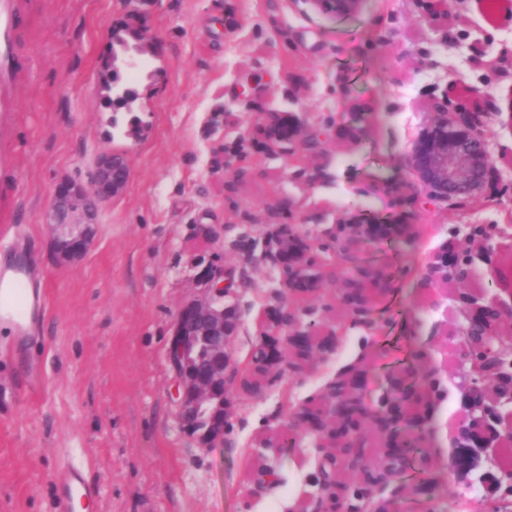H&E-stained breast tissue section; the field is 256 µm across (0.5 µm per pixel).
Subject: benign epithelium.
<instances>
[{"label": "benign epithelium", "mask_w": 512, "mask_h": 512, "mask_svg": "<svg viewBox=\"0 0 512 512\" xmlns=\"http://www.w3.org/2000/svg\"><path fill=\"white\" fill-rule=\"evenodd\" d=\"M269 130L275 132L273 140L278 143L296 141L303 146L307 142L298 127L286 118L272 120ZM491 138L488 116L476 120L467 110L448 111L446 99L436 103L430 122L413 143L409 155L412 173L425 191V199L432 204L485 197L486 186L497 177L490 152ZM129 178L127 157L109 152L94 161L92 190L67 179L56 183L46 225L61 262H72L86 253L102 204L120 196ZM234 277L235 271L222 265H211L200 272V295L180 306L167 352L175 378L173 396L180 424L184 430L198 435L208 448L224 444V420L234 369L228 341L238 323L237 308L232 303ZM502 293L512 297L511 290L496 288L490 303L464 309L462 321L452 336L460 351L462 401L467 420L458 426L450 470L463 484L470 483V476L476 472L488 484V493L478 505H468L470 512H493L500 499L512 496V469L494 472L485 466L486 452L494 447V439L512 435V391L502 392L495 382L503 373L512 375V343L504 340L500 332V322L512 315V305L500 299ZM291 296L288 289L266 306L275 332L274 342L267 349L271 369L284 365L288 341L315 343L322 339L313 319L299 323L293 332L284 333L277 326L280 304ZM484 308L498 318L489 332L493 340L490 348L476 347L470 338L473 315ZM302 408L301 404L289 408L284 434L294 437L310 432Z\"/></svg>", "instance_id": "7a95c632"}]
</instances>
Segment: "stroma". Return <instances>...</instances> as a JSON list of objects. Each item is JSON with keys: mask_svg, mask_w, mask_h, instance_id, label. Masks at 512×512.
<instances>
[{"mask_svg": "<svg viewBox=\"0 0 512 512\" xmlns=\"http://www.w3.org/2000/svg\"><path fill=\"white\" fill-rule=\"evenodd\" d=\"M125 23L146 32L149 52L113 40ZM17 45L28 66L5 136L0 230L27 238L38 259L49 314L35 352L47 385L0 418V512H53L51 475L67 461L101 488L89 512H312L322 444L283 441L287 402L322 403L354 365L367 373L365 404L378 407L390 398V364L417 349L428 353L418 382L436 379L444 393L439 461L428 492H414L404 472L378 498L386 512H458L459 498L481 500L480 482L462 487L447 467L449 431L464 417L447 399L461 377L448 343L460 323L456 286H421L416 267L452 242L450 226L502 225L512 211V18L487 22L480 0H362L349 14L311 0H24ZM453 83L477 93H450ZM443 99L490 113L496 201L421 206L408 155ZM273 114L318 135L319 148L289 159L259 132ZM234 144L252 175L231 204L217 160ZM113 151L128 158V186L104 206L86 255L60 263L44 225L52 190L62 179L90 186L94 159ZM287 223L324 239L340 224L411 231L358 245L389 284L371 338L357 337L326 283L315 306L338 351L313 373L232 399L223 447H205L181 427L172 398L177 310L205 266L245 269L229 350L233 361L250 358L280 282L262 257L263 232ZM245 233L256 243L250 264L235 245ZM501 278L512 286L506 235L474 259L476 300H490L481 286ZM258 469L278 473L277 492L256 487Z\"/></svg>", "mask_w": 512, "mask_h": 512, "instance_id": "stroma-1", "label": "stroma"}]
</instances>
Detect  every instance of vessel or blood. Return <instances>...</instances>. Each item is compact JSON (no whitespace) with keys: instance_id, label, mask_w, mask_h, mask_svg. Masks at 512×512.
I'll use <instances>...</instances> for the list:
<instances>
[{"instance_id":"b4317fda","label":"vessel or blood","mask_w":512,"mask_h":512,"mask_svg":"<svg viewBox=\"0 0 512 512\" xmlns=\"http://www.w3.org/2000/svg\"><path fill=\"white\" fill-rule=\"evenodd\" d=\"M21 10L20 0H0V112L17 107L16 77L22 63L16 53L15 30ZM13 258L0 266V325L10 330L9 347L20 354L31 342L48 313L47 293L30 275L27 255L18 244H11ZM44 387V373L37 360L26 361L13 378L17 399ZM56 512H75L78 503L97 500L98 483L82 466L70 464L53 475Z\"/></svg>"}]
</instances>
